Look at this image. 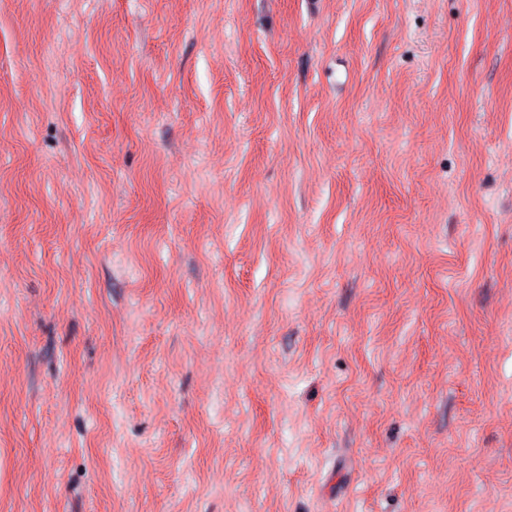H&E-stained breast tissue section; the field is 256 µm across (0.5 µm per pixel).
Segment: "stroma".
<instances>
[{"instance_id": "obj_1", "label": "stroma", "mask_w": 512, "mask_h": 512, "mask_svg": "<svg viewBox=\"0 0 512 512\" xmlns=\"http://www.w3.org/2000/svg\"><path fill=\"white\" fill-rule=\"evenodd\" d=\"M0 512H512V0H0Z\"/></svg>"}]
</instances>
